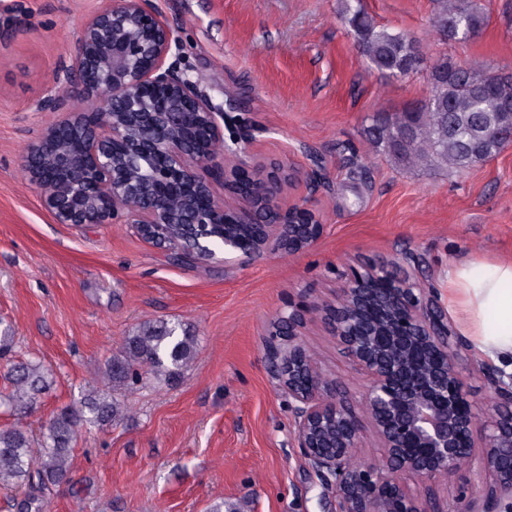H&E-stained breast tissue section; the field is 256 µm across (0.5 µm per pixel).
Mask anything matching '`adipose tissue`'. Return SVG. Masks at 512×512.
<instances>
[{
	"mask_svg": "<svg viewBox=\"0 0 512 512\" xmlns=\"http://www.w3.org/2000/svg\"><path fill=\"white\" fill-rule=\"evenodd\" d=\"M448 310L473 352L512 375V259L450 263Z\"/></svg>",
	"mask_w": 512,
	"mask_h": 512,
	"instance_id": "adipose-tissue-1",
	"label": "adipose tissue"
}]
</instances>
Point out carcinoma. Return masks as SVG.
Wrapping results in <instances>:
<instances>
[{
	"label": "carcinoma",
	"mask_w": 512,
	"mask_h": 512,
	"mask_svg": "<svg viewBox=\"0 0 512 512\" xmlns=\"http://www.w3.org/2000/svg\"><path fill=\"white\" fill-rule=\"evenodd\" d=\"M343 17L363 48L368 64L393 77L428 71L431 95L387 115L372 116L367 132L374 147L404 169L438 168L462 173L479 158L491 159L508 143L499 133L512 128V81L478 68H465L443 56L431 65L415 58L412 37L378 26L361 0H342ZM434 25L453 26L466 39L485 21L480 0H434ZM197 337L165 321L147 322L126 337L122 350L107 361L104 389L83 390L59 409L38 439L19 426L0 429V487L43 491L67 477L79 428L103 427L119 415L116 393L151 375L175 379L193 360ZM4 403L15 412L32 407L53 383L38 362H19L7 374Z\"/></svg>",
	"instance_id": "carcinoma-1"
}]
</instances>
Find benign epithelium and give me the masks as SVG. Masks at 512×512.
Wrapping results in <instances>:
<instances>
[{
	"mask_svg": "<svg viewBox=\"0 0 512 512\" xmlns=\"http://www.w3.org/2000/svg\"><path fill=\"white\" fill-rule=\"evenodd\" d=\"M178 48L173 24L150 0H102L81 30L75 65L65 69L57 96L37 101L40 111L63 118L45 130L24 167L45 208L58 224H110L120 216L137 225L145 239L187 261L217 254L236 262L273 244L297 253L313 244L321 225L301 208H265L256 220L252 199L266 197L271 185L245 179L224 150L226 112L196 82L168 62ZM137 118L138 136L117 118ZM194 116L204 136L190 144L177 133ZM64 134L77 136V155L56 150L48 162L66 172L46 180L36 161L43 145ZM218 173L224 189L246 206L228 218L224 198L215 195L199 170ZM175 192L201 196L180 218L166 210ZM250 226L241 237L223 232L199 234L191 247L174 224ZM336 342L365 379V417L337 396L331 380L307 353L300 338L302 315L278 321L287 329L266 348L268 368L294 403V438L308 467L334 494V512H448V505L424 493L438 477L456 475L467 463L471 475L485 478L467 512H512V380L486 373L492 395L478 433L477 403L467 390L458 341L442 310L416 292L410 275L383 265L361 264L346 279L336 304L325 310ZM371 435L380 456L354 462L364 436ZM417 479L412 490L405 477Z\"/></svg>",
	"mask_w": 512,
	"mask_h": 512,
	"instance_id": "1",
	"label": "benign epithelium"
}]
</instances>
